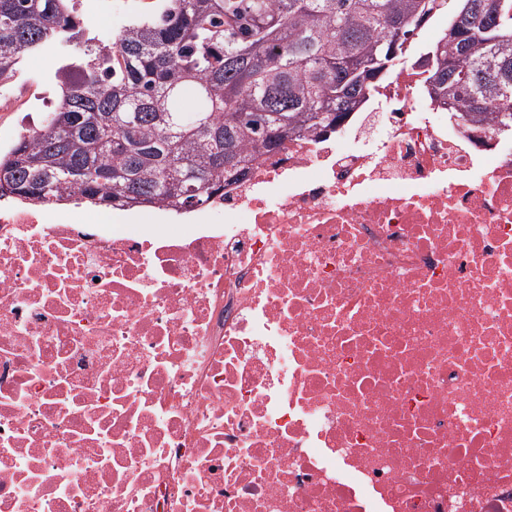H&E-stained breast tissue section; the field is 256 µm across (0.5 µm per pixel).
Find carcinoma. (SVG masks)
<instances>
[{"label": "carcinoma", "instance_id": "obj_1", "mask_svg": "<svg viewBox=\"0 0 512 512\" xmlns=\"http://www.w3.org/2000/svg\"><path fill=\"white\" fill-rule=\"evenodd\" d=\"M156 0L112 40L73 0H0V76L59 49L46 124L0 154V198L112 210L206 205L257 154L334 132L450 17L418 62L430 103L512 138V0Z\"/></svg>", "mask_w": 512, "mask_h": 512}]
</instances>
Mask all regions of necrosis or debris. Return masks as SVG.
I'll use <instances>...</instances> for the list:
<instances>
[{
    "label": "necrosis or debris",
    "mask_w": 512,
    "mask_h": 512,
    "mask_svg": "<svg viewBox=\"0 0 512 512\" xmlns=\"http://www.w3.org/2000/svg\"><path fill=\"white\" fill-rule=\"evenodd\" d=\"M190 224L0 207V512H512V150L404 67Z\"/></svg>",
    "instance_id": "4bbe7bcc"
}]
</instances>
